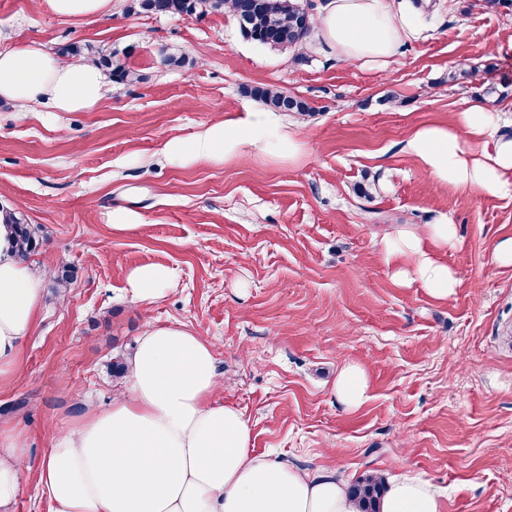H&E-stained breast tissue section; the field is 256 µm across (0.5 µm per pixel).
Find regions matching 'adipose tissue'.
Returning <instances> with one entry per match:
<instances>
[{
    "mask_svg": "<svg viewBox=\"0 0 512 512\" xmlns=\"http://www.w3.org/2000/svg\"><path fill=\"white\" fill-rule=\"evenodd\" d=\"M331 54L350 64L385 68L405 42L425 35L414 0H328L315 21ZM105 79L88 62H65L39 44L0 50V100L28 108L43 100L60 112L87 111L103 98ZM406 150L440 184L463 192L512 194V136L493 111L475 106L458 126L413 129ZM162 154L173 165L262 157L290 168L307 154L281 113L244 107L213 121L191 139L170 137ZM447 215L386 235V263L408 260L407 271L438 298L458 286L454 272L427 247L448 246ZM162 265L133 268L126 290L151 304L173 284ZM44 274L16 255L12 225L0 218V381L17 371L22 345L39 320ZM223 375L213 343L179 324L148 326L117 383L109 410L87 409L58 432L35 473L49 512H358L346 479L326 466L304 470L256 454L243 412L220 399ZM363 368L346 362L333 392L346 410L367 399ZM28 468L27 440L0 434V510L15 500ZM438 494L422 477L392 478L380 512H441Z\"/></svg>",
    "mask_w": 512,
    "mask_h": 512,
    "instance_id": "obj_1",
    "label": "adipose tissue"
}]
</instances>
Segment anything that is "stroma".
I'll use <instances>...</instances> for the list:
<instances>
[{
    "label": "stroma",
    "mask_w": 512,
    "mask_h": 512,
    "mask_svg": "<svg viewBox=\"0 0 512 512\" xmlns=\"http://www.w3.org/2000/svg\"><path fill=\"white\" fill-rule=\"evenodd\" d=\"M63 18L36 0H0V49L77 43L138 71L108 82L84 112L0 103V206L42 231L33 264L69 266L44 282L41 319L20 374L0 385V419L23 432L39 466L53 432L107 408L113 356L147 325L180 323L213 342L224 399L252 428L255 453L347 480L415 473L442 512H512V195L437 184L407 155L410 130L452 126L474 105L512 133V0H421L433 23L382 70L327 54L308 38L278 50L246 41L233 17L130 10ZM186 66L164 64L163 54ZM458 73L450 81L449 73ZM265 85L308 101L288 113L307 144L289 171L262 158L181 168L161 149L252 104ZM374 182L372 197L356 186ZM137 224L113 230L112 208ZM447 214L457 240L434 247L459 284L432 296L383 258L385 233ZM163 264L173 289L154 304L126 298L128 272ZM364 367L369 399L345 410L332 387L345 360ZM25 400L24 409L5 406Z\"/></svg>",
    "instance_id": "obj_1"
}]
</instances>
